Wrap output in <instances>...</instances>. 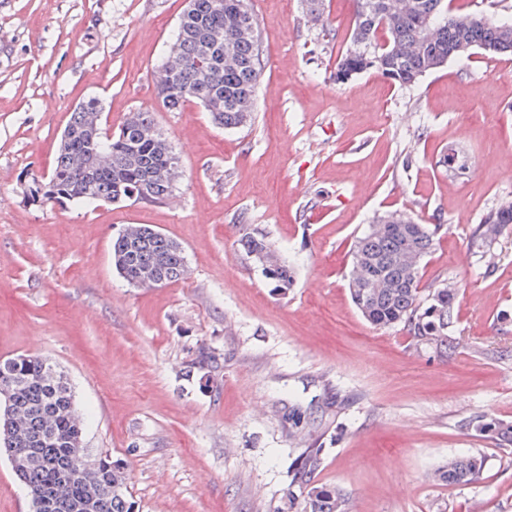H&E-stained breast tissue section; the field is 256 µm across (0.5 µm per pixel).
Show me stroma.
Returning a JSON list of instances; mask_svg holds the SVG:
<instances>
[{"label":"stroma","instance_id":"35a3bbf8","mask_svg":"<svg viewBox=\"0 0 512 512\" xmlns=\"http://www.w3.org/2000/svg\"><path fill=\"white\" fill-rule=\"evenodd\" d=\"M263 49L254 119L216 127L193 102L167 111L152 70L185 0H0V360L63 371L92 457L122 462L140 512H303L296 459L345 512H512V228L472 230L512 202V56L473 50L403 87L330 74L355 0H249ZM96 97L109 126L152 113L182 176L162 205L28 203L71 112ZM466 170L438 164L448 148ZM441 225L422 282L459 290L448 348L368 324L348 290L349 250L374 216ZM148 224L180 241L184 279L139 288L112 240ZM251 232L293 266L274 290L241 250ZM214 363L186 376L200 352ZM482 458L448 486L449 458ZM482 459L477 456H464L448 460V465L435 471L434 477L448 482V485H467L480 476Z\"/></svg>","mask_w":512,"mask_h":512}]
</instances>
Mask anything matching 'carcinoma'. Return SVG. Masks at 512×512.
Segmentation results:
<instances>
[{"label": "carcinoma", "mask_w": 512, "mask_h": 512, "mask_svg": "<svg viewBox=\"0 0 512 512\" xmlns=\"http://www.w3.org/2000/svg\"><path fill=\"white\" fill-rule=\"evenodd\" d=\"M308 21L323 25L324 0H303ZM355 19L348 47L336 59L331 78L346 83L374 70L404 87L443 66L458 45L494 53H512V16H495L483 10L453 13L447 0H407L404 11L389 9L390 0H355ZM434 24L430 37L424 26ZM257 28L247 0H194L193 12L178 21L182 64L171 77L154 84L157 97L174 112L191 100L209 113L215 124L237 129L251 123L264 72L260 35H241ZM103 112L102 102L90 98L75 107L66 125L71 138L61 143L56 164L46 182L32 183L42 192V202L68 200L81 206L108 203L118 194L147 183L144 202L161 204L173 187L159 174L172 164L175 153L167 138L149 136L155 126L149 112H136L119 131L98 127L88 132L90 118ZM111 154V166L99 165L89 143ZM512 224V207L489 211L472 231L481 240H493ZM439 224H420L411 215L389 212L372 219L354 241L349 291L362 317L378 328L403 326L416 342L448 348V327L453 323L457 290L451 283L421 287L420 269L434 250ZM239 245L247 256L266 251L265 277L278 291L293 286L292 269L262 237L243 234ZM112 260L127 282L140 281L153 267L152 286L177 282L187 274L186 256L174 238L139 224L128 237L112 241ZM47 359L19 355L0 364L18 379L14 403L22 412L20 450L27 462L13 469L37 499V512H135L128 491V475L121 463L106 456L83 479L70 475L75 445L83 443V421L74 419L68 406L71 388L53 384L46 375ZM480 433H493L512 442V427L479 419ZM321 467L318 450H310L296 470L305 484L304 512H344L336 491L310 482ZM482 459L464 456L448 460L434 477L450 485L475 482Z\"/></svg>", "instance_id": "cac0c4a2"}]
</instances>
